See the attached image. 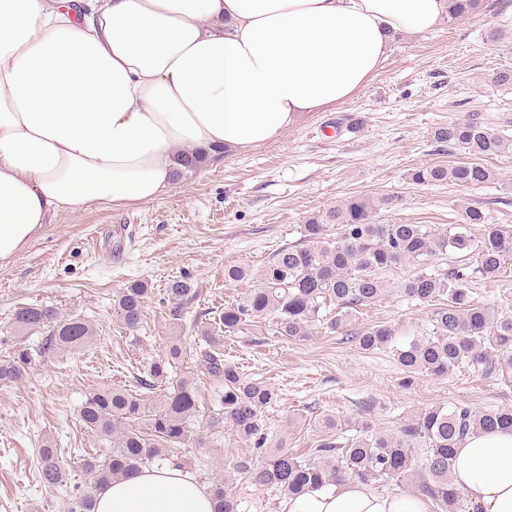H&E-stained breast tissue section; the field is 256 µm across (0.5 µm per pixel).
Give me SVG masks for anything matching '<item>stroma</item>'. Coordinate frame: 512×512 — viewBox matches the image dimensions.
Here are the masks:
<instances>
[{
	"label": "stroma",
	"mask_w": 512,
	"mask_h": 512,
	"mask_svg": "<svg viewBox=\"0 0 512 512\" xmlns=\"http://www.w3.org/2000/svg\"><path fill=\"white\" fill-rule=\"evenodd\" d=\"M505 69L512 70V5L488 0L434 32L396 37L380 71L348 101L307 113L261 147L186 174L153 201L94 203L61 214L1 262L0 354L21 343L32 357L20 379L0 386V512H66L63 490L38 477L37 450L45 441L57 448L71 483L92 487L81 460L107 455L111 444L81 428L82 402L103 387L137 389L150 360L175 343L185 354L167 385L190 379L201 392L194 439L178 449L177 460L208 486L229 477L240 512H281L282 496L232 471L239 461L259 464L270 448L308 459L327 437L343 442L364 427L391 434L425 408L512 407V378L503 372L465 368L405 389L389 350L365 353L350 341V332L381 323L402 337L428 326L430 306L397 288L410 273L405 266L386 271L389 291L338 330L321 321L298 340L258 324L225 337L226 358L278 390L268 410L267 447L252 448L225 423L223 385L200 372L196 355L225 303L248 288L225 281V267L264 266L279 248L302 243L310 216L348 198H391L376 216L382 224L445 230L473 206L490 223L512 227V147L484 158L494 178L477 188L411 180L419 166L461 160L460 152L440 151L433 140L449 121L476 117L512 140V83L494 80ZM180 277L191 280L197 295L176 317L165 289ZM132 279L147 282L152 294L142 324L129 330L112 298ZM29 304L88 320L96 331L92 343L78 352L39 354L41 333L20 341L11 325L14 311ZM327 418L335 428L324 426Z\"/></svg>",
	"instance_id": "stroma-1"
}]
</instances>
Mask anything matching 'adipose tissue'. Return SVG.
Here are the masks:
<instances>
[{
  "label": "adipose tissue",
  "mask_w": 512,
  "mask_h": 512,
  "mask_svg": "<svg viewBox=\"0 0 512 512\" xmlns=\"http://www.w3.org/2000/svg\"><path fill=\"white\" fill-rule=\"evenodd\" d=\"M450 0H0V261L63 211L161 197L184 153L259 147L353 97L398 35ZM452 483L472 512H512V433L468 435ZM96 512H214L209 487L153 466ZM282 512H429L355 478Z\"/></svg>",
  "instance_id": "obj_1"
}]
</instances>
